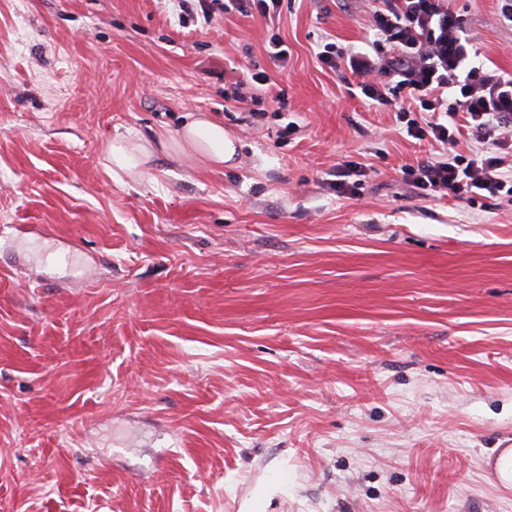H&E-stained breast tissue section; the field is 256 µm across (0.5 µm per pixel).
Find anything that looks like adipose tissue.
I'll return each mask as SVG.
<instances>
[{
  "label": "adipose tissue",
  "mask_w": 512,
  "mask_h": 512,
  "mask_svg": "<svg viewBox=\"0 0 512 512\" xmlns=\"http://www.w3.org/2000/svg\"><path fill=\"white\" fill-rule=\"evenodd\" d=\"M157 152L181 163L220 168L234 157L236 145L223 123L204 112L190 115L175 133L159 135L156 142L119 139L108 145L113 167L122 172L134 170Z\"/></svg>",
  "instance_id": "ef3b65f1"
}]
</instances>
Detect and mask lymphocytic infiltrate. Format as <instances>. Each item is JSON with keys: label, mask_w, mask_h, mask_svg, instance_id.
<instances>
[{"label": "lymphocytic infiltrate", "mask_w": 512, "mask_h": 512, "mask_svg": "<svg viewBox=\"0 0 512 512\" xmlns=\"http://www.w3.org/2000/svg\"><path fill=\"white\" fill-rule=\"evenodd\" d=\"M372 27L389 56L345 53L326 44L320 61H346L362 94L375 102L395 98L396 117L410 137L435 149L401 167L403 179L423 198L474 199L512 185V81L469 65L461 21L448 0H381ZM455 90L448 100L447 90ZM470 141L468 155L459 154Z\"/></svg>", "instance_id": "1"}]
</instances>
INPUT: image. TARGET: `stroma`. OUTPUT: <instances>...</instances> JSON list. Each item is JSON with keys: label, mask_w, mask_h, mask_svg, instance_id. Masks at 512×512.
Returning <instances> with one entry per match:
<instances>
[{"label": "stroma", "mask_w": 512, "mask_h": 512, "mask_svg": "<svg viewBox=\"0 0 512 512\" xmlns=\"http://www.w3.org/2000/svg\"><path fill=\"white\" fill-rule=\"evenodd\" d=\"M448 4L512 80V0ZM375 6L0 0V512H512V200L402 181L424 148L318 59ZM193 112L222 171L109 172ZM240 1L242 0H178V6L181 14L188 16L193 14L194 11L198 13V10H200L203 18H206L213 12L215 7L223 8L224 11L241 8L242 3ZM340 170L333 176L337 179L330 180L327 184L329 189L336 193L338 197L350 198L354 196L356 188L358 187L360 179L350 180L353 177H363L365 170L360 166L359 163L346 162ZM350 163V164H349ZM487 464L493 469L496 485L512 490V448H499Z\"/></svg>", "instance_id": "35a3bbf8"}]
</instances>
